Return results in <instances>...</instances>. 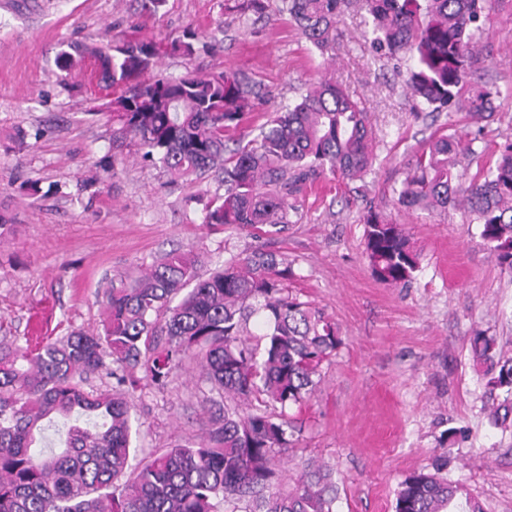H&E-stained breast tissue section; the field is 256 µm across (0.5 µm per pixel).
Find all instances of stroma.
I'll return each mask as SVG.
<instances>
[{"instance_id": "35a3bbf8", "label": "stroma", "mask_w": 512, "mask_h": 512, "mask_svg": "<svg viewBox=\"0 0 512 512\" xmlns=\"http://www.w3.org/2000/svg\"><path fill=\"white\" fill-rule=\"evenodd\" d=\"M0 0V341L101 329L105 291L170 251L198 259L207 275L254 249L280 254L296 273L288 283L335 320L341 339L322 381L297 416L298 445L281 453L285 482L311 462L340 487L339 512H394L401 482L425 469L459 483L486 512H512V427L491 428V398L471 361L476 332L496 337L512 357V277L501 273L461 207L406 209L394 190L416 152L436 132L474 138L468 173L495 159L512 137V0H492L475 37V76L494 85L495 112L483 124L463 112L428 113L404 84L405 58H378L362 15L346 10L336 40L320 53L280 0L263 17L228 0ZM140 25L141 36H176L193 26L215 36L216 51L194 60L163 57L167 77L187 67L233 69L258 91L244 122L257 131L269 111L319 79L336 80L370 116L374 161L363 179L326 177L298 195L285 233L256 238L203 222L216 180L169 184L134 148L113 149L109 112L61 78L56 60L73 42H104ZM38 185L29 195L27 186ZM375 209L405 225L419 257L409 285L377 281L368 266L364 216ZM141 423L137 461L199 440L220 397L196 366L167 385L120 389Z\"/></svg>"}]
</instances>
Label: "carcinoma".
<instances>
[{"label": "carcinoma", "mask_w": 512, "mask_h": 512, "mask_svg": "<svg viewBox=\"0 0 512 512\" xmlns=\"http://www.w3.org/2000/svg\"><path fill=\"white\" fill-rule=\"evenodd\" d=\"M284 11L321 52L345 8L356 4L379 57L408 55L406 85L432 112L463 108L473 121L492 117L497 90L471 78V26L490 0H282ZM209 44L187 28L181 37L132 38L105 46L74 45L58 57L71 75L96 62L112 86L113 145H133L162 167L169 182L210 174L224 193L210 198L203 223L279 234L293 199L330 174L357 180L372 167L368 112L336 81L322 78L301 100L277 107L252 138L239 133L256 93L238 72L188 70L178 78L152 74L170 53L187 59ZM471 143L435 135L415 157L397 191L406 208L460 205L501 272L512 275V143L469 176L458 158ZM366 256L380 282L407 283L418 255L401 224L368 210ZM288 261L255 250L203 279L197 260L172 253L112 288L99 332L40 336L0 345V512H336L332 472L310 465L283 485L278 453L302 432L288 413L322 380V365L340 343L324 309L287 291ZM261 316L259 332L249 329ZM485 368L486 409L493 428L512 426V358L491 336L471 341ZM194 361L203 381L224 394V415L199 443L177 445L145 463H130V406L108 389H87L92 375L117 384L137 368L156 386ZM245 510H239V504ZM395 512H484L483 504L444 477L417 471L401 483Z\"/></svg>", "instance_id": "1"}]
</instances>
